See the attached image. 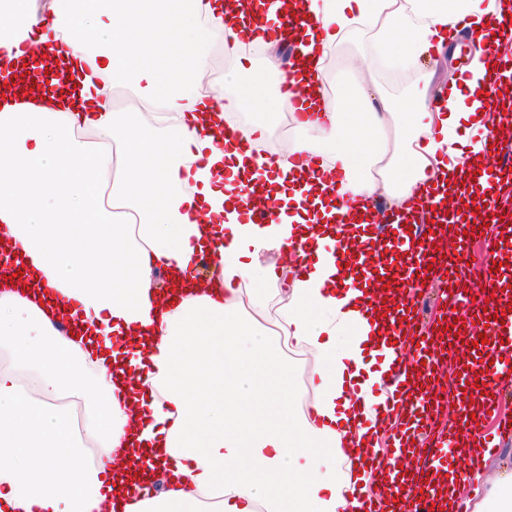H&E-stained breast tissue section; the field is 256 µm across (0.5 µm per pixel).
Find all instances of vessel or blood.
Here are the masks:
<instances>
[{
  "label": "vessel or blood",
  "instance_id": "vessel-or-blood-1",
  "mask_svg": "<svg viewBox=\"0 0 512 512\" xmlns=\"http://www.w3.org/2000/svg\"><path fill=\"white\" fill-rule=\"evenodd\" d=\"M301 13L286 11L281 19L267 26L268 39L283 40L297 32ZM491 74L484 94L489 112H496L499 91L512 80V52L503 43L512 42V18H491L486 28ZM312 77L306 76L299 60L290 59L287 80L281 86L288 93L291 112L304 119V102L309 99ZM487 165L481 176L473 177L472 195L484 197L480 212L490 232L480 225L468 227L469 237H483L487 261L499 262V270L485 273L484 287L471 295L462 270L464 241L441 239L442 228L452 226L454 216L447 208V192L432 183L420 189L411 202L397 211L376 212L383 226L385 247L366 246L362 251L366 269L380 275V286L373 304L383 307L389 320V335L395 336V369L383 378L389 387L387 398L375 406L382 424L395 425L389 436L387 453L401 458L418 455L420 464L412 479L393 481L386 496L358 495L348 512H448V491L443 481L442 460L457 456L459 449L471 448L470 467L481 466L497 449V434L512 430V415L504 412L503 383L512 377V211L499 207L497 198L505 181L512 179V139L490 129L485 137ZM246 213L252 223L270 224L275 209L271 202L254 196ZM447 269L450 291L461 299L460 307H446L424 335H401L399 325L418 309V288L429 280L431 267ZM465 319L466 330L450 331L455 318ZM461 356L462 369L454 379L459 394L473 397V416L452 418L440 423L441 403L432 401L440 387L434 371L441 356ZM423 448H416V441Z\"/></svg>",
  "mask_w": 512,
  "mask_h": 512
}]
</instances>
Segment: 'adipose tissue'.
<instances>
[{
	"instance_id": "ef3b65f1",
	"label": "adipose tissue",
	"mask_w": 512,
	"mask_h": 512,
	"mask_svg": "<svg viewBox=\"0 0 512 512\" xmlns=\"http://www.w3.org/2000/svg\"><path fill=\"white\" fill-rule=\"evenodd\" d=\"M313 23L298 48L324 72L332 48L354 28L375 33L379 49L409 58L445 50L448 30L485 28L512 12V0H302ZM265 46L249 15L224 0H52L50 18L32 0H0V50L35 42L60 54L73 80L68 95L36 102L0 96V242L25 278L0 280V346L13 365L0 370V512H347L371 473L348 450V429L380 422L373 394L391 359H379L385 316L367 298L374 283L340 271L335 248L368 237L376 190L411 200L420 183L457 188L465 165L460 129H489L475 99L489 77L478 45L441 106L419 101L394 111L386 98L360 105L341 86L317 101L288 154L267 158L219 139L225 108L248 112L243 133L263 141L270 113L287 103L267 89L277 62L213 92L201 88L212 41L235 49L241 34ZM173 39L170 89L149 47ZM138 92L151 113L114 109L111 89ZM392 129V144L358 149L356 134ZM321 158L341 174L343 214L357 230L337 236L326 205L328 178L293 175L294 155ZM258 169L265 198L283 200L279 223L243 214L239 171ZM194 213L202 223L190 222ZM311 242L295 268L279 335L320 361L307 411L291 407L288 366L263 319L276 296L263 251ZM214 254L210 286L173 303L157 288L158 270L197 279V255ZM68 316L73 336L56 331ZM34 372L25 390L15 366ZM317 468L286 469L290 449ZM150 457L162 487L136 493L115 462Z\"/></svg>"
}]
</instances>
